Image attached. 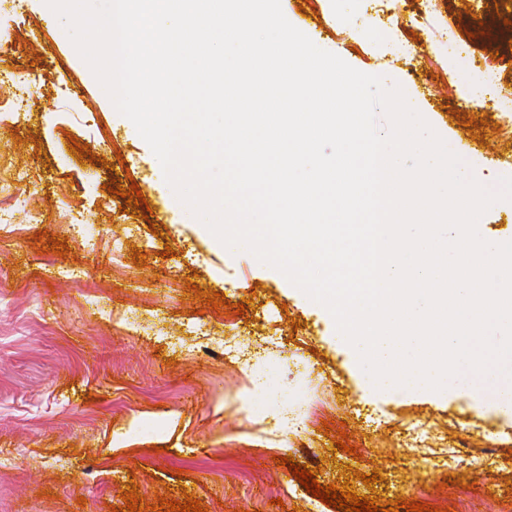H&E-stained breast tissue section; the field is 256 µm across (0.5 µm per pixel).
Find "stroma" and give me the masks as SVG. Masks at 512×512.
I'll list each match as a JSON object with an SVG mask.
<instances>
[{"mask_svg": "<svg viewBox=\"0 0 512 512\" xmlns=\"http://www.w3.org/2000/svg\"><path fill=\"white\" fill-rule=\"evenodd\" d=\"M280 3L316 45L399 84L481 182L512 176V140L499 137L497 112L466 103L493 53L505 61L502 81L512 92V0H434L460 45L434 50L424 30L411 57L399 47L405 30L369 0ZM428 58L434 65L427 71ZM8 93L25 102L19 118L0 119V199L24 206L14 217L22 233H0V294L8 301L0 307V512H112L131 487L149 505L189 492L209 512H314L290 493L296 479L276 465L279 456L318 469L321 486L347 481L357 495L403 497L440 512L456 495L455 479L470 489L460 512H496L491 488L512 494V467L473 474L448 468L442 454L428 476L398 445L404 423L421 420L446 433L451 449L499 458L512 452V416L463 385L449 392L370 385L323 306L249 252L224 248L178 201L150 147L43 0H0V94ZM73 141L89 157L71 150ZM17 168L24 180H13ZM128 180L150 204L148 216L112 193ZM67 205L80 212L92 247L60 224L57 212ZM31 210L44 212L43 223H28ZM55 237L66 241L67 254L50 252ZM137 249L145 267L132 261ZM198 286L237 303L250 299L251 310L270 311L274 321L227 328L223 310L197 300ZM194 310L214 324V335L187 333ZM114 311L131 312L135 326L113 323ZM294 333L324 378L323 422L309 447L267 448L224 343L236 336L262 346L276 368L263 392L274 412L303 386L289 352ZM341 430L356 455L336 451ZM375 469L383 480L373 486L354 477Z\"/></svg>", "mask_w": 512, "mask_h": 512, "instance_id": "1", "label": "stroma"}]
</instances>
